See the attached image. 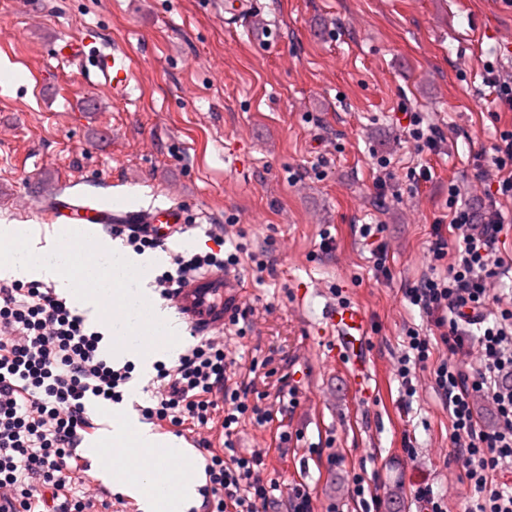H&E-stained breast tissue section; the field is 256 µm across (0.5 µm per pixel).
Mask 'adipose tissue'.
<instances>
[{
  "label": "adipose tissue",
  "instance_id": "obj_1",
  "mask_svg": "<svg viewBox=\"0 0 512 512\" xmlns=\"http://www.w3.org/2000/svg\"><path fill=\"white\" fill-rule=\"evenodd\" d=\"M119 419V424L112 428V444L121 449L128 439H135L140 470L133 475L123 459L106 460L113 490L136 497L143 512H184L197 496V480L181 467L164 464L165 458L182 456V449L161 446L158 436L135 416L123 413Z\"/></svg>",
  "mask_w": 512,
  "mask_h": 512
}]
</instances>
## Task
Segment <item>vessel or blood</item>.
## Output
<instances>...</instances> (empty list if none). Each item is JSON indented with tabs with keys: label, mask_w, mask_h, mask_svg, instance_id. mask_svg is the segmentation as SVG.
Wrapping results in <instances>:
<instances>
[{
	"label": "vessel or blood",
	"mask_w": 512,
	"mask_h": 512,
	"mask_svg": "<svg viewBox=\"0 0 512 512\" xmlns=\"http://www.w3.org/2000/svg\"><path fill=\"white\" fill-rule=\"evenodd\" d=\"M96 66L112 89L115 99L124 100L130 95L132 66L129 55L122 50L98 53ZM42 215L52 225L134 224L147 227L161 241H168L185 229L184 212L179 205L152 210L120 213L112 210L103 200L76 199L63 196L45 206ZM230 278L220 269H209L190 276L173 288L168 303L196 334L210 336L224 329L231 297L228 293ZM325 322L346 343L363 335L365 312L350 305L325 307ZM80 470L87 483L98 493L111 496L110 484L88 456H80Z\"/></svg>",
	"instance_id": "b4317fda"
}]
</instances>
